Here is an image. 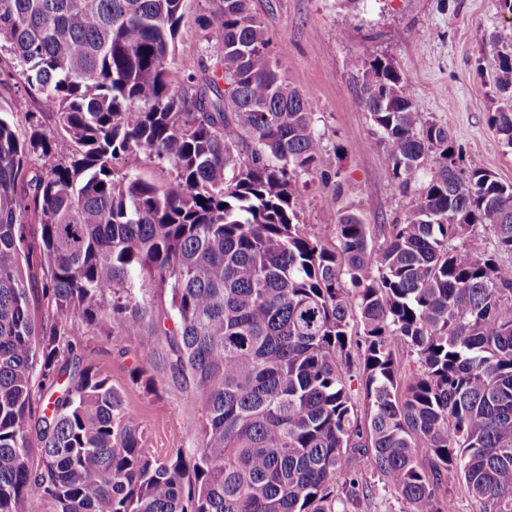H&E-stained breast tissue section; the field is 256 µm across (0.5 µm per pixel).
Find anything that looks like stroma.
<instances>
[{"label":"stroma","instance_id":"35a3bbf8","mask_svg":"<svg viewBox=\"0 0 512 512\" xmlns=\"http://www.w3.org/2000/svg\"><path fill=\"white\" fill-rule=\"evenodd\" d=\"M270 38L269 50L287 79L304 91L323 151L317 172L297 178L300 222L323 235L350 208L380 247L402 214L405 199L387 176L374 126L357 103L352 73L374 57L389 59L411 86L423 111L448 124L466 167L512 182V149L500 145L488 118L497 105L489 84L498 39H512V14L498 0H250ZM204 0H191L175 68L180 78L201 75L213 62L206 31L195 22ZM85 357L106 375L142 427L145 446L170 455L196 442L200 410L194 399L162 387L148 395L129 371L159 337L130 339L119 355L111 340L86 336Z\"/></svg>","mask_w":512,"mask_h":512}]
</instances>
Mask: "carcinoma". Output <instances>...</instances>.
I'll return each mask as SVG.
<instances>
[{"label": "carcinoma", "instance_id": "cac0c4a2", "mask_svg": "<svg viewBox=\"0 0 512 512\" xmlns=\"http://www.w3.org/2000/svg\"><path fill=\"white\" fill-rule=\"evenodd\" d=\"M189 2L0 0V76L20 68L56 129L33 114L21 138L0 116V512L33 496L41 512H362L373 486L349 448L410 512H450L453 475L478 512H512V183L462 168L376 57L351 87L403 220L375 259L354 212L331 245L308 234L294 176L323 147L306 95L250 0H210L216 64L179 82ZM491 77L490 128L512 148V43ZM139 152L171 175L115 177ZM143 275L167 304L139 299ZM82 328L164 339L129 378L154 394L159 368L190 393L195 447L145 448ZM397 341L419 364L406 377Z\"/></svg>", "mask_w": 512, "mask_h": 512}]
</instances>
